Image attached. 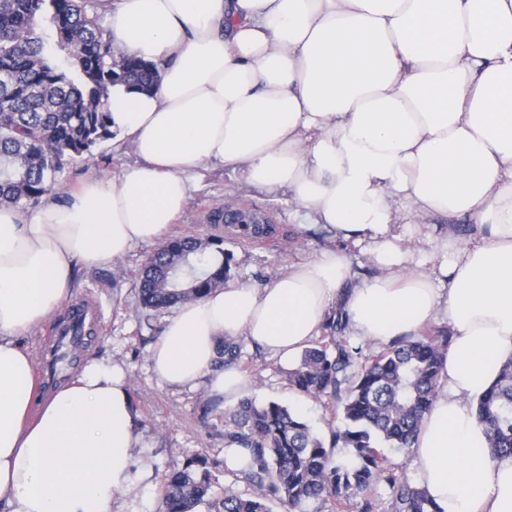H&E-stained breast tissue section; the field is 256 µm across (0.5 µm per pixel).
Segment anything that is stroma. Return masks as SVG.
<instances>
[{
    "label": "stroma",
    "mask_w": 512,
    "mask_h": 512,
    "mask_svg": "<svg viewBox=\"0 0 512 512\" xmlns=\"http://www.w3.org/2000/svg\"><path fill=\"white\" fill-rule=\"evenodd\" d=\"M135 154L125 145L104 141L91 153L71 161L61 178L73 185L88 173L114 175L134 163ZM239 202L268 217L277 234L264 244L234 237L223 224L214 223V211ZM183 235L200 239L220 236L234 255L239 283L262 285L294 264L320 252L341 247L347 255L353 283L373 278L377 269L371 246L337 245L324 225L313 223L296 209L286 191H269L243 182L230 169L207 165L200 172L183 213L173 225ZM153 244H139L121 260L91 269L79 268L73 300L93 298L100 309L102 329L74 352V362L63 365L62 379L70 381L94 358L117 365L129 384L138 413L135 429L137 450L151 477L135 491L115 497L113 512H158L166 474L202 460L216 478H223L229 465L224 448V403L213 401L206 385L175 388L163 384L153 371L150 356L165 324L166 313L147 315L139 300L137 271ZM249 358V385L245 397L274 400L298 411L314 432L327 434L334 414L324 401L298 395L286 379L287 364L245 345Z\"/></svg>",
    "instance_id": "stroma-1"
}]
</instances>
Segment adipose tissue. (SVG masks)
I'll use <instances>...</instances> for the list:
<instances>
[{
    "label": "adipose tissue",
    "mask_w": 512,
    "mask_h": 512,
    "mask_svg": "<svg viewBox=\"0 0 512 512\" xmlns=\"http://www.w3.org/2000/svg\"><path fill=\"white\" fill-rule=\"evenodd\" d=\"M112 45L156 64L149 91L112 89L111 125L138 158L35 209L0 205V512H112L149 473L124 374L90 360L37 400L26 343L73 292L78 267L163 238L203 166L287 190L339 240L372 246L378 275L350 285L338 250L265 285L230 283L177 305L152 349L169 386L207 380L235 399L224 338L282 361L342 305L376 345L436 311L452 330L413 465L443 512H512V455L487 453L474 402L512 359V0H103ZM486 234L431 242L437 273L409 267L410 216ZM447 288L434 284L435 276Z\"/></svg>",
    "instance_id": "obj_1"
}]
</instances>
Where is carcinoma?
Segmentation results:
<instances>
[{
  "instance_id": "carcinoma-1",
  "label": "carcinoma",
  "mask_w": 512,
  "mask_h": 512,
  "mask_svg": "<svg viewBox=\"0 0 512 512\" xmlns=\"http://www.w3.org/2000/svg\"><path fill=\"white\" fill-rule=\"evenodd\" d=\"M98 0H0V204H37L59 185L70 160L112 138V87L144 90L159 80L156 65L112 48ZM49 27L37 30L38 19ZM238 236L276 234L273 224H236ZM219 239L172 235L139 268L143 307L167 309L199 299L234 277V255ZM224 256L207 265L211 248ZM349 320L336 308L321 335L287 371L298 394L326 399L341 410L329 437L315 433L295 410L246 398L224 410V448L243 465L221 486L207 469L189 464L170 473L159 512H373L366 498L383 484L391 512H443L419 485L399 477L379 448H411L438 396L451 335L427 328L400 336L371 360L347 338ZM224 367L246 368L239 339H226ZM491 458L512 455V359L476 401ZM350 450L338 462L336 448ZM242 483L250 493L241 494Z\"/></svg>"
}]
</instances>
